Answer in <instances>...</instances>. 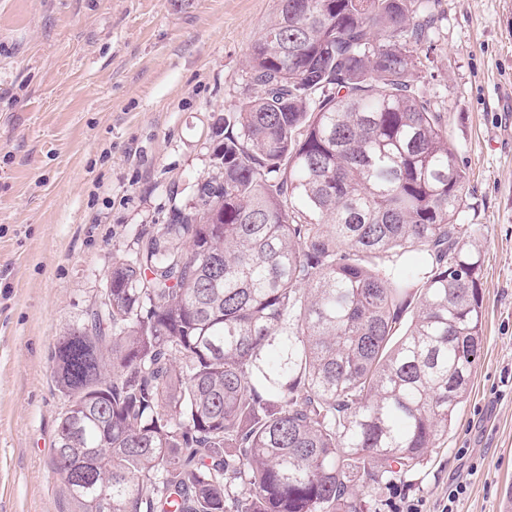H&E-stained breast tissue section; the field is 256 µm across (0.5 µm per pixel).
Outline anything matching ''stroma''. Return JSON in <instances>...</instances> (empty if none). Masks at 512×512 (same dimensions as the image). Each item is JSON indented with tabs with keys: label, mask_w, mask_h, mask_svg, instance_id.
<instances>
[{
	"label": "stroma",
	"mask_w": 512,
	"mask_h": 512,
	"mask_svg": "<svg viewBox=\"0 0 512 512\" xmlns=\"http://www.w3.org/2000/svg\"><path fill=\"white\" fill-rule=\"evenodd\" d=\"M278 0H0V512H70L59 336L142 229L195 200ZM414 80L445 113L480 249L483 350L448 437L373 512H512V0H437ZM466 491L449 502L451 485Z\"/></svg>",
	"instance_id": "stroma-1"
}]
</instances>
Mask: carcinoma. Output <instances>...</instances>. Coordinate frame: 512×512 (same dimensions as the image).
I'll return each mask as SVG.
<instances>
[{
  "mask_svg": "<svg viewBox=\"0 0 512 512\" xmlns=\"http://www.w3.org/2000/svg\"><path fill=\"white\" fill-rule=\"evenodd\" d=\"M435 0H279L196 202L59 337L72 512H367L448 435L483 348Z\"/></svg>",
  "mask_w": 512,
  "mask_h": 512,
  "instance_id": "cac0c4a2",
  "label": "carcinoma"
}]
</instances>
